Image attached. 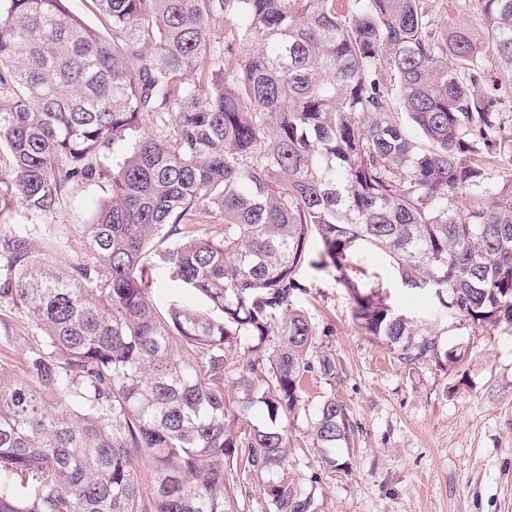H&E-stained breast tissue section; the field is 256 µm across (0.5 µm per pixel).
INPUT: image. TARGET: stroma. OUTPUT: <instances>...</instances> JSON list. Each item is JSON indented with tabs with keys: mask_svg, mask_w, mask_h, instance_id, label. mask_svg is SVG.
<instances>
[{
	"mask_svg": "<svg viewBox=\"0 0 512 512\" xmlns=\"http://www.w3.org/2000/svg\"><path fill=\"white\" fill-rule=\"evenodd\" d=\"M108 191L100 182L73 183L46 215L0 201V239L27 237L33 258L60 265L84 258L82 227ZM355 261L368 288L460 359L450 366L433 358L397 361L354 326L342 283L302 266L296 277L303 289L292 307L322 331L337 377L332 385L308 380L301 409L285 423L291 447L279 479L310 498L311 512H512V324L483 328L454 319L434 292L404 286L381 252L359 250ZM151 276L148 298L157 309L208 310L207 300L181 288L164 263ZM7 333L13 342L5 353L20 364L38 329L4 300L0 336ZM326 396L347 407L355 426L354 445L336 450L337 463L349 465L345 472L323 463L311 439Z\"/></svg>",
	"mask_w": 512,
	"mask_h": 512,
	"instance_id": "35a3bbf8",
	"label": "stroma"
}]
</instances>
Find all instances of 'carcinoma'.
Wrapping results in <instances>:
<instances>
[{"label": "carcinoma", "mask_w": 512, "mask_h": 512, "mask_svg": "<svg viewBox=\"0 0 512 512\" xmlns=\"http://www.w3.org/2000/svg\"><path fill=\"white\" fill-rule=\"evenodd\" d=\"M461 1L485 34L428 0H89L107 38L68 0H0L10 194L43 215L75 181L109 186L87 259L0 241V295L44 337L20 367L0 357V512H239L253 476L277 512H308L274 479L304 379H336L291 308L305 263L405 364L455 359L359 283L361 248L459 320L512 324V0ZM152 254L211 312L156 310ZM245 337L264 354L241 370ZM257 404L263 426L241 419ZM353 436L325 397V461L348 470L330 452Z\"/></svg>", "instance_id": "carcinoma-1"}]
</instances>
